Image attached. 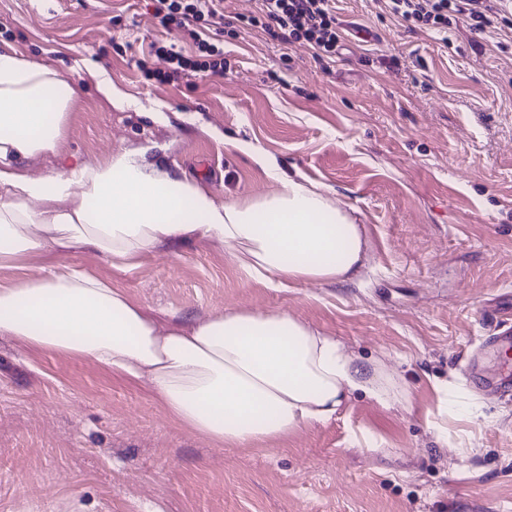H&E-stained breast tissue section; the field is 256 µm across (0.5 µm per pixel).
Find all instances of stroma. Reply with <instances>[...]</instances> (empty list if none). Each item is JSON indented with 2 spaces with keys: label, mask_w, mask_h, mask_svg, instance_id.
Masks as SVG:
<instances>
[{
  "label": "stroma",
  "mask_w": 512,
  "mask_h": 512,
  "mask_svg": "<svg viewBox=\"0 0 512 512\" xmlns=\"http://www.w3.org/2000/svg\"><path fill=\"white\" fill-rule=\"evenodd\" d=\"M148 2L0 0V48L77 95L59 153L30 160L31 173L148 144L150 161L224 201L275 190L258 150L354 207L368 241L360 281L273 288L196 239L129 274L53 245L0 270V286L81 266L163 330L228 308L284 311L377 363L397 396L383 406L357 392L328 424L230 448L172 419L145 381L0 337V512H512V390L491 392L500 365L487 344L512 323V29L443 36L410 30L383 0H335L370 37H347L328 63L244 26L258 0H223V75L162 82L152 44L193 47ZM103 78L136 107H112Z\"/></svg>",
  "instance_id": "obj_1"
}]
</instances>
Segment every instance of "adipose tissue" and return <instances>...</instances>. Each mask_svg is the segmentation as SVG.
<instances>
[{
    "instance_id": "obj_1",
    "label": "adipose tissue",
    "mask_w": 512,
    "mask_h": 512,
    "mask_svg": "<svg viewBox=\"0 0 512 512\" xmlns=\"http://www.w3.org/2000/svg\"><path fill=\"white\" fill-rule=\"evenodd\" d=\"M72 102V87L52 69L0 49V270L76 244L129 273L185 237L211 241L274 288L359 277L364 230L352 210L329 189L282 178L259 152L254 159L277 189L224 202L149 163L142 149L30 175L29 160L57 152ZM0 335L147 381L173 419L237 448L327 424L354 392L385 405L394 391L377 367L288 313L231 309L163 331L123 289L65 264L0 288Z\"/></svg>"
}]
</instances>
